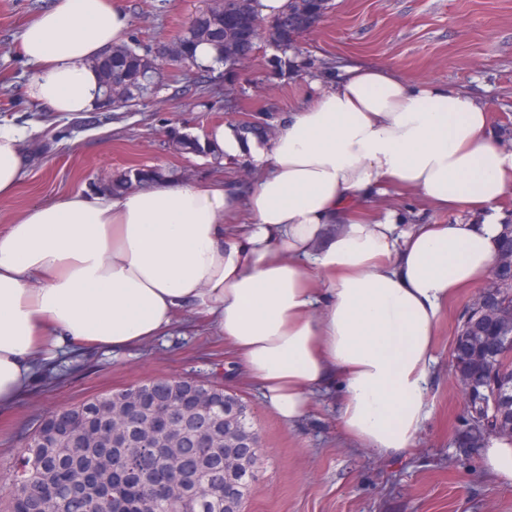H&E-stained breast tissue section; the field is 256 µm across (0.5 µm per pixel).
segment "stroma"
Here are the masks:
<instances>
[{"label":"stroma","instance_id":"stroma-1","mask_svg":"<svg viewBox=\"0 0 512 512\" xmlns=\"http://www.w3.org/2000/svg\"><path fill=\"white\" fill-rule=\"evenodd\" d=\"M51 0H0V119L27 126L22 147L28 173L17 192L0 200V227L28 208L143 166L164 169L168 181H243L246 165L179 155L169 145L177 127L199 137L219 124L254 118L270 124L309 103L317 85L347 67L381 63L408 78L463 88L487 102L492 128L504 138L512 124V0H332L328 14L281 53L261 42L234 76L171 66L163 87L144 104L112 112L41 111L25 94L30 79L19 36ZM128 39L151 49L173 40L207 0H120ZM374 211H400L409 224H449L459 214L433 209L415 196L388 194ZM480 287L451 299L439 326L433 414L417 448L387 459L344 439L333 396L315 398L303 419L288 425L264 403L259 388L233 363L223 335L184 311L161 336L129 349L82 350L41 365L27 390L0 408V498L27 437L51 412L131 384L154 379L218 381L251 408L261 436L257 479L244 512H512V487L482 470L480 451L454 444L464 396L452 368L461 317Z\"/></svg>","mask_w":512,"mask_h":512}]
</instances>
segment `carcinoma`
<instances>
[{
  "label": "carcinoma",
  "mask_w": 512,
  "mask_h": 512,
  "mask_svg": "<svg viewBox=\"0 0 512 512\" xmlns=\"http://www.w3.org/2000/svg\"><path fill=\"white\" fill-rule=\"evenodd\" d=\"M258 0H224V13L204 11L193 16L180 34L165 45L167 64L196 69L211 77L213 68L200 62L197 49L206 45L212 62L232 69L254 55L259 40L267 36L287 52L303 33L312 28L328 9L329 0H286L281 12L263 17ZM155 57L132 44L118 45L97 57L94 67L102 87L112 83L128 85V94L117 108H130L156 94L160 87ZM173 149L181 154L213 157L209 142L172 128ZM164 177L161 169L141 168L96 185V190L122 194L129 189ZM494 276L503 281L491 303L478 301L465 313L459 326L453 354V368L463 394L482 382L496 384L498 397L512 401V224L504 225ZM153 403L136 409L138 419L112 417L113 398L133 387L88 398L64 407L48 420L67 417L72 427L51 448L42 444L45 428H36L26 440L27 451L16 465L12 490L0 512H112V500L128 505L127 512H169V488L180 478L190 498L185 512H224V484H234L247 495L258 473L257 452L243 462L232 476L224 474V439L253 430L251 417L229 420L208 406L213 389L223 385L195 379L159 380L152 384ZM187 387L196 398L181 413L187 428L176 443L153 441L144 450L145 426L155 416L154 405L169 400L171 393ZM479 404L466 403L457 429L461 448H484L494 437L484 428L470 429L468 422ZM213 420L214 429L206 445L196 435L197 424Z\"/></svg>",
  "instance_id": "cac0c4a2"
}]
</instances>
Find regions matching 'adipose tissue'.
Instances as JSON below:
<instances>
[{"label": "adipose tissue", "mask_w": 512, "mask_h": 512, "mask_svg": "<svg viewBox=\"0 0 512 512\" xmlns=\"http://www.w3.org/2000/svg\"><path fill=\"white\" fill-rule=\"evenodd\" d=\"M127 32L118 0H52L20 34L27 96L48 112L99 110L91 62ZM489 128V106L458 87L360 64L272 134L211 130L219 159L247 164L248 190L158 181L27 209L0 229V405L40 363L152 340L188 310L283 422L332 389L348 441L410 452L433 412L442 313L490 279L499 253L512 149ZM26 135L0 122V198L24 179ZM392 190L483 220L370 215L365 198Z\"/></svg>", "instance_id": "adipose-tissue-1"}]
</instances>
